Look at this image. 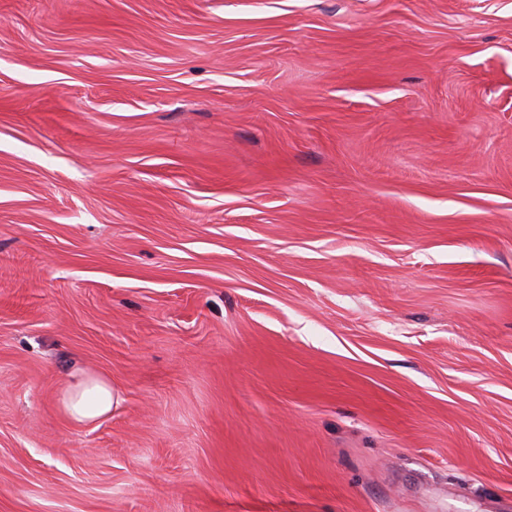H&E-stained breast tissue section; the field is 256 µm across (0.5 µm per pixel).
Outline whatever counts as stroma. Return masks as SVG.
Returning <instances> with one entry per match:
<instances>
[{"instance_id": "1", "label": "stroma", "mask_w": 512, "mask_h": 512, "mask_svg": "<svg viewBox=\"0 0 512 512\" xmlns=\"http://www.w3.org/2000/svg\"><path fill=\"white\" fill-rule=\"evenodd\" d=\"M0 512H512V0H0ZM121 401L119 390L109 379L88 372L73 374L59 396L63 414L75 424L96 422Z\"/></svg>"}]
</instances>
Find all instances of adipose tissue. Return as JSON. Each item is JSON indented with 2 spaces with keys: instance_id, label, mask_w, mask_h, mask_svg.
I'll return each instance as SVG.
<instances>
[{
  "instance_id": "obj_1",
  "label": "adipose tissue",
  "mask_w": 512,
  "mask_h": 512,
  "mask_svg": "<svg viewBox=\"0 0 512 512\" xmlns=\"http://www.w3.org/2000/svg\"><path fill=\"white\" fill-rule=\"evenodd\" d=\"M121 400L119 390L109 379L88 372L73 374L59 396L63 414L75 424L98 421L110 414Z\"/></svg>"
}]
</instances>
